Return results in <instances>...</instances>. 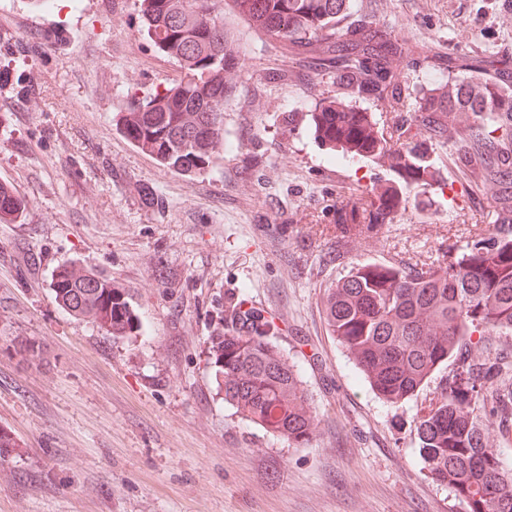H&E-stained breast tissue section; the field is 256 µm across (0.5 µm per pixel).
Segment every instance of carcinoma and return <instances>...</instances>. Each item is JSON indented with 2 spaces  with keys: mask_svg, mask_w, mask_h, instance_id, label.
Returning a JSON list of instances; mask_svg holds the SVG:
<instances>
[{
  "mask_svg": "<svg viewBox=\"0 0 512 512\" xmlns=\"http://www.w3.org/2000/svg\"><path fill=\"white\" fill-rule=\"evenodd\" d=\"M148 40L180 67L182 77L116 114L117 129L157 162L182 174L205 172L224 148V96L235 63L224 28V0H138ZM349 0H234L238 11L271 36L302 47L323 41L326 50L308 62L336 73L366 95L390 85V66L403 53L397 37L360 23L336 33ZM440 93L420 106L419 123L441 134L444 112L461 105ZM355 129L336 132V101L311 113L315 135L331 147L364 158L389 153L394 167L416 176L425 160L408 143L373 135L363 112H348ZM472 151L499 185L491 244L478 242L444 267L406 271L359 265L328 289L323 313L331 336L353 357L372 388L397 404L417 394L433 373L476 331L512 335V102L469 107ZM503 130L497 142L490 132ZM26 202L0 184V220L16 219ZM384 198L338 211L341 232L360 234L384 218ZM51 288L56 302L76 317L95 321L112 337L134 336L140 326L130 299L112 279L80 265L59 268ZM275 323L235 295L224 299L209 354L224 403L274 437L301 448L317 427L294 366L271 342ZM497 426L512 439V361L502 355L459 359L442 376L429 408L418 417L419 453L431 478L453 490L464 512H512V473L505 471L486 433Z\"/></svg>",
  "mask_w": 512,
  "mask_h": 512,
  "instance_id": "carcinoma-1",
  "label": "carcinoma"
}]
</instances>
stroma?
Wrapping results in <instances>:
<instances>
[{
    "label": "stroma",
    "mask_w": 512,
    "mask_h": 512,
    "mask_svg": "<svg viewBox=\"0 0 512 512\" xmlns=\"http://www.w3.org/2000/svg\"><path fill=\"white\" fill-rule=\"evenodd\" d=\"M366 20L403 41L401 97L351 94L225 9L237 60L224 152L184 175L113 121L181 77L147 42L138 0H0V183L27 201L0 222V429L17 442L0 512H464L418 453L432 387L379 399L322 298L355 264L444 266L490 238L499 187L464 161L468 118L448 110L432 137L415 101L457 90L452 57L512 69V0H350L337 26ZM327 98L425 154L420 180L315 140L307 115ZM371 193L393 201L382 224L341 235L339 209ZM67 263L125 288L139 334L115 339L62 309L50 283ZM232 293L275 322L320 420L307 447L217 391L208 338Z\"/></svg>",
    "instance_id": "35a3bbf8"
}]
</instances>
